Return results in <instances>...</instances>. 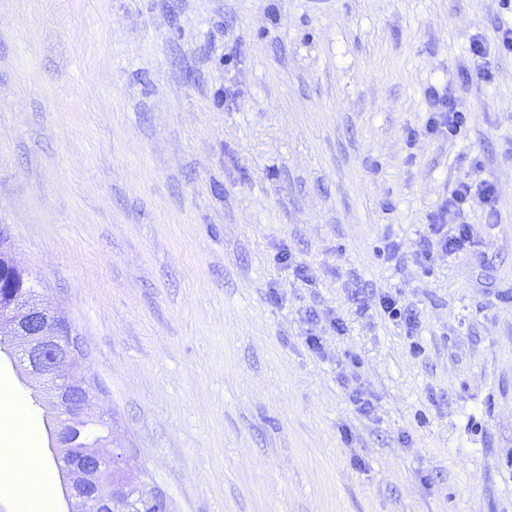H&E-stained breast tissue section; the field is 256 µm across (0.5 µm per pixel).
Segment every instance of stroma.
<instances>
[{"instance_id": "1", "label": "stroma", "mask_w": 512, "mask_h": 512, "mask_svg": "<svg viewBox=\"0 0 512 512\" xmlns=\"http://www.w3.org/2000/svg\"><path fill=\"white\" fill-rule=\"evenodd\" d=\"M510 24L512 0H0V225L171 512H512ZM431 88L460 136L426 131ZM482 181L494 209L448 218L470 253L424 261ZM17 402L0 512H28L31 436L65 512L0 354ZM474 194L470 185L461 184L452 198L449 201L446 200L440 206L438 213L433 217L432 224H428V228L432 235L436 237V244L441 251L461 254L471 247V236L467 225L459 224L456 233L453 235H448V231H444V225L448 221V214L454 212L456 206L459 207L471 201Z\"/></svg>"}]
</instances>
